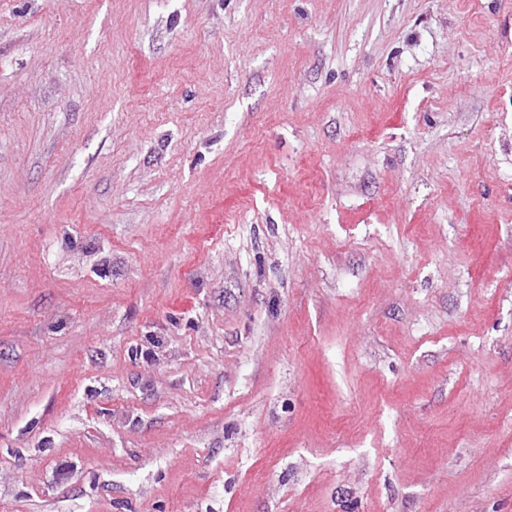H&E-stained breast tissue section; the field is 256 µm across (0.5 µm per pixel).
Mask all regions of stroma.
I'll return each mask as SVG.
<instances>
[{
    "mask_svg": "<svg viewBox=\"0 0 512 512\" xmlns=\"http://www.w3.org/2000/svg\"><path fill=\"white\" fill-rule=\"evenodd\" d=\"M0 512H512V0H0Z\"/></svg>",
    "mask_w": 512,
    "mask_h": 512,
    "instance_id": "1",
    "label": "stroma"
}]
</instances>
